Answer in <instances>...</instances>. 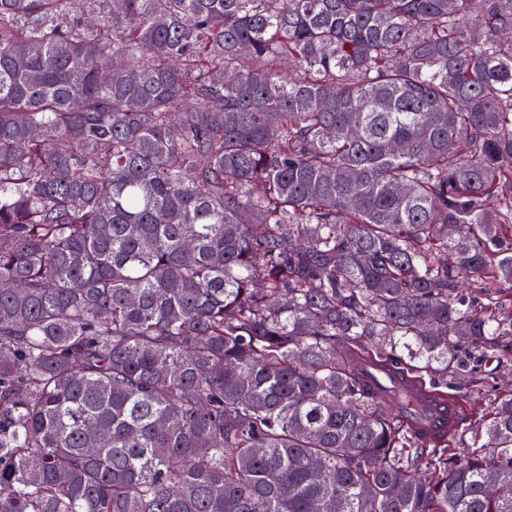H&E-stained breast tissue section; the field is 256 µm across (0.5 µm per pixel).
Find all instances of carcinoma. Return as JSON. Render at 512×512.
Here are the masks:
<instances>
[{
    "mask_svg": "<svg viewBox=\"0 0 512 512\" xmlns=\"http://www.w3.org/2000/svg\"><path fill=\"white\" fill-rule=\"evenodd\" d=\"M512 0H0V512H512ZM463 405L454 398L442 399L436 402L426 419V426L433 430H444L450 423H453Z\"/></svg>",
    "mask_w": 512,
    "mask_h": 512,
    "instance_id": "1",
    "label": "carcinoma"
}]
</instances>
